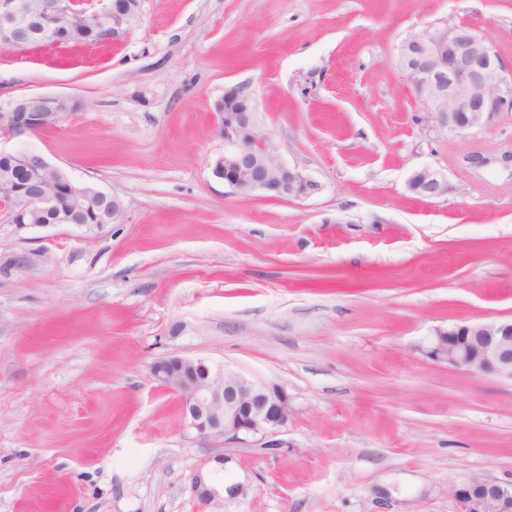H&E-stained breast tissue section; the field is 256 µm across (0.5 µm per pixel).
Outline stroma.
Masks as SVG:
<instances>
[{"instance_id":"obj_1","label":"stroma","mask_w":512,"mask_h":512,"mask_svg":"<svg viewBox=\"0 0 512 512\" xmlns=\"http://www.w3.org/2000/svg\"><path fill=\"white\" fill-rule=\"evenodd\" d=\"M485 35L512 66V0H141L108 48L0 63V113L74 101L1 137L118 196L114 224H13L0 207V512H457L451 484L512 482V383L429 360L437 329L512 318V117L461 133L396 68L428 24ZM245 87L307 199L215 178L213 106ZM491 164L476 168L466 155ZM447 192L410 193L412 174ZM283 387L282 447L186 430L165 356ZM60 101L73 102L64 95L30 94L20 98L11 112L0 114V128L3 135L15 137L28 132H37L55 128L70 112H55ZM24 104V108L19 106ZM47 108L50 112H47ZM9 128V131L6 130ZM446 179L437 171L424 168L416 171L408 182V189L425 198H436L447 191ZM193 491L199 503L204 507L213 508L224 503V497L222 499L219 497L218 492L201 473H199L195 478Z\"/></svg>"}]
</instances>
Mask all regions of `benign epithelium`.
Segmentation results:
<instances>
[{
	"mask_svg": "<svg viewBox=\"0 0 512 512\" xmlns=\"http://www.w3.org/2000/svg\"><path fill=\"white\" fill-rule=\"evenodd\" d=\"M92 8L100 27L112 20V41L122 40L140 16L141 0H0V48L22 50L35 35L33 23L42 14L52 21L51 36L59 37L71 19ZM397 67L427 112L450 132L487 126L512 113V68L491 42L463 25H426L412 32L399 46ZM71 98L30 94L0 114L3 135L15 137L55 128L67 116L55 111ZM215 130L224 139V154L212 164L213 175L241 195L256 191L281 198H308L321 185L297 168L279 160L271 151L260 113L240 86L224 91L222 104L213 112ZM19 165L50 168L40 153L2 151ZM446 179L437 171H416L408 189L421 197L436 198L447 191ZM68 214L54 216L51 224H78L79 213L91 201L112 200V222L123 214L122 201L93 187L74 190ZM436 363L474 376H495L512 382V319L465 322L438 329L422 348ZM152 379L175 392L182 406L185 427L198 437L224 446L248 445L282 432L292 413L288 392L281 386L247 379L204 357L166 356L150 369ZM193 491L205 507L223 503L218 492L199 474ZM457 512H512V484L473 477L450 488Z\"/></svg>",
	"mask_w": 512,
	"mask_h": 512,
	"instance_id": "1",
	"label": "benign epithelium"
}]
</instances>
